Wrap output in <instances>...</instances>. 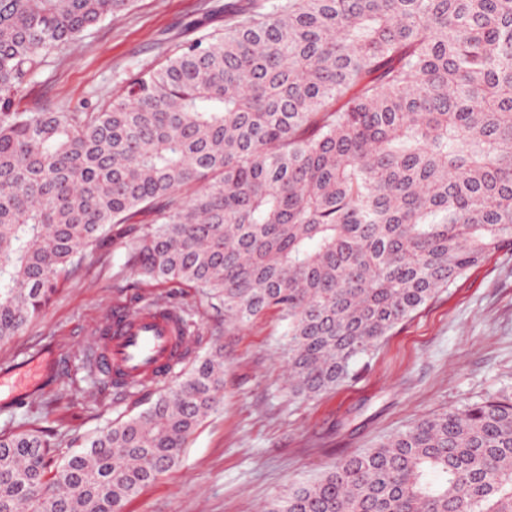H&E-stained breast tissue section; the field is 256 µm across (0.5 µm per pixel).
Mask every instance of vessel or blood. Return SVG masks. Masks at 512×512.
<instances>
[{
    "label": "vessel or blood",
    "instance_id": "1",
    "mask_svg": "<svg viewBox=\"0 0 512 512\" xmlns=\"http://www.w3.org/2000/svg\"><path fill=\"white\" fill-rule=\"evenodd\" d=\"M186 341L185 327L171 310L120 306L94 342L96 365L104 376L152 384L173 372Z\"/></svg>",
    "mask_w": 512,
    "mask_h": 512
}]
</instances>
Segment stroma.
Wrapping results in <instances>:
<instances>
[{
  "mask_svg": "<svg viewBox=\"0 0 512 512\" xmlns=\"http://www.w3.org/2000/svg\"><path fill=\"white\" fill-rule=\"evenodd\" d=\"M269 0H135L87 29L19 89L21 109L91 112L134 77L160 68L230 13ZM121 248L96 251L59 286L45 314L0 342V371L37 358L40 385L0 383V432L36 429L65 457L120 417L149 407L160 390L105 387L95 367L100 315L134 296L161 295L190 310L204 348L224 350V406L189 439L176 468L125 503L123 512H261L290 487L374 447L419 418L512 391V250L471 268L356 362L336 390L288 392L278 344L287 323L268 312L238 328L195 289L142 279ZM80 393H73V386Z\"/></svg>",
  "mask_w": 512,
  "mask_h": 512,
  "instance_id": "obj_1",
  "label": "stroma"
}]
</instances>
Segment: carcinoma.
Instances as JSON below:
<instances>
[{"instance_id":"1","label":"carcinoma","mask_w":512,"mask_h":512,"mask_svg":"<svg viewBox=\"0 0 512 512\" xmlns=\"http://www.w3.org/2000/svg\"><path fill=\"white\" fill-rule=\"evenodd\" d=\"M132 0H0V342L86 254L238 327L287 322L314 397L471 267L512 247V0H276L232 15L93 112H21L20 86ZM187 349L145 411L64 462L0 434V512H123L224 404ZM266 512H512V393L425 416Z\"/></svg>"}]
</instances>
